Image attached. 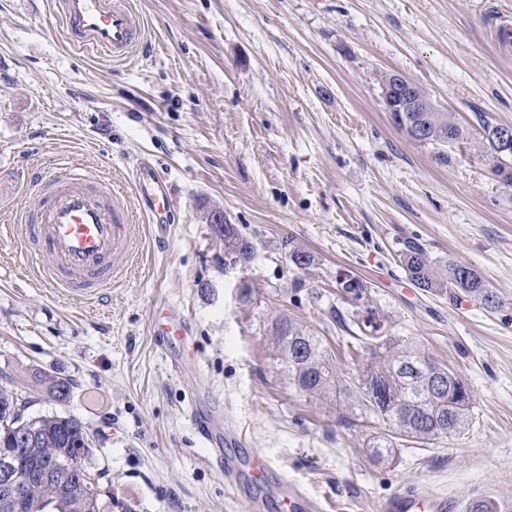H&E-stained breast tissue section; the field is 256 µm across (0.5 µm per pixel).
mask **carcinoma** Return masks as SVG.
Segmentation results:
<instances>
[{
  "instance_id": "cac0c4a2",
  "label": "carcinoma",
  "mask_w": 512,
  "mask_h": 512,
  "mask_svg": "<svg viewBox=\"0 0 512 512\" xmlns=\"http://www.w3.org/2000/svg\"><path fill=\"white\" fill-rule=\"evenodd\" d=\"M409 119L428 126L433 133L429 143L446 146L459 143L470 135L468 127L448 112H411ZM498 124L481 120V143L495 158V173L512 185V156L499 155L493 139ZM224 255L232 261L246 263L254 254L251 241L243 237L235 225H224ZM294 265L303 271L314 264L313 256L299 246L290 247ZM399 261L410 281L418 288L437 294H463L486 309L501 306L500 298L486 287L476 270L455 263L440 268L423 246L411 242L401 252ZM338 290L352 308L350 320L359 334L348 349L370 353V359L354 380L343 379L336 369L332 354L315 336H309L286 320L277 323L272 344L276 356L288 375V383L310 396L336 394L349 404L351 414L373 412L389 429L374 436L369 444L378 461L391 459L393 450L403 441L431 444L463 434L472 421L471 394L457 374L421 356L418 350L398 336L389 334L386 318L373 306L370 288L358 278L341 279ZM31 378L43 386L54 401L65 402L73 381L67 376L51 375L40 370ZM25 397V391L14 382L0 385V415H4ZM23 429L30 436L27 456L48 465L74 461L82 456L76 441L85 430L83 422L73 415L27 416ZM87 481L76 480L67 490L56 483L29 485L21 512H75L72 505L85 496Z\"/></svg>"
}]
</instances>
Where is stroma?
<instances>
[{"mask_svg":"<svg viewBox=\"0 0 512 512\" xmlns=\"http://www.w3.org/2000/svg\"><path fill=\"white\" fill-rule=\"evenodd\" d=\"M51 2L0 0V221L67 158L123 188L151 164L175 221L159 242L139 219L127 272L94 300L45 287L48 255L0 237V385L24 386L31 415L82 419L130 512H250L210 463L198 406L243 433L229 455L261 450L322 512H375L406 485L512 502V185L477 120L512 124V42L498 34L512 0H130L144 40L120 61L70 45ZM390 73L470 138H408L383 103ZM215 208L254 244L250 263L225 257L205 221ZM288 240L314 256L310 272ZM410 240L476 270L500 308L414 286L399 262ZM343 277L369 286L392 335L467 383L461 438L408 442L377 463V416L346 425L336 398L289 385L269 341L279 318L321 337L345 375L368 361L349 359L352 328L330 313ZM165 305L184 313L199 371L174 369L156 343ZM36 369L73 379L66 402L31 381Z\"/></svg>","mask_w":512,"mask_h":512,"instance_id":"1","label":"stroma"}]
</instances>
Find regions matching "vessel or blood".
<instances>
[{
    "instance_id": "1",
    "label": "vessel or blood",
    "mask_w": 512,
    "mask_h": 512,
    "mask_svg": "<svg viewBox=\"0 0 512 512\" xmlns=\"http://www.w3.org/2000/svg\"><path fill=\"white\" fill-rule=\"evenodd\" d=\"M57 20L71 43L90 54L124 59L143 38L141 22L129 0H54ZM137 205H130L111 178L95 176L72 161L55 163L51 172L34 182V204L18 212L20 232L51 259L42 279L49 287L86 299L96 298L124 268L121 257L133 249V225L138 216L164 227L174 209L167 183L146 164L132 175ZM159 341L176 345L173 362L186 368L196 364L185 316L163 308L154 323ZM274 467L262 453L243 460L225 458L224 480L233 488L248 485L253 512H260L264 496H274L281 512H312L314 505L287 478L273 479ZM458 503L442 494L399 488L381 500L377 512H458Z\"/></svg>"
}]
</instances>
